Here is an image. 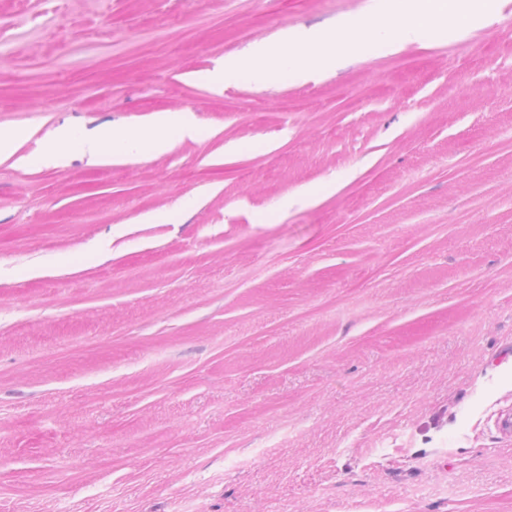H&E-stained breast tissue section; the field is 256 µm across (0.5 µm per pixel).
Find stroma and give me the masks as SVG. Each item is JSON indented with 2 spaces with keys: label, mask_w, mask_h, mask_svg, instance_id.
Masks as SVG:
<instances>
[{
  "label": "stroma",
  "mask_w": 512,
  "mask_h": 512,
  "mask_svg": "<svg viewBox=\"0 0 512 512\" xmlns=\"http://www.w3.org/2000/svg\"><path fill=\"white\" fill-rule=\"evenodd\" d=\"M374 3L0 0V512H512V0L201 79ZM158 112L201 136L41 160Z\"/></svg>",
  "instance_id": "1"
}]
</instances>
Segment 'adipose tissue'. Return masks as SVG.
<instances>
[{"label":"adipose tissue","mask_w":512,"mask_h":512,"mask_svg":"<svg viewBox=\"0 0 512 512\" xmlns=\"http://www.w3.org/2000/svg\"><path fill=\"white\" fill-rule=\"evenodd\" d=\"M200 129L190 114L174 117L166 112L157 113L136 132L117 129L105 130L94 138H75L69 129H61L54 142L47 148L46 162L56 161L63 149L79 147L91 157L116 163H126L148 153L160 154L169 151L177 140L198 136Z\"/></svg>","instance_id":"ef3b65f1"}]
</instances>
